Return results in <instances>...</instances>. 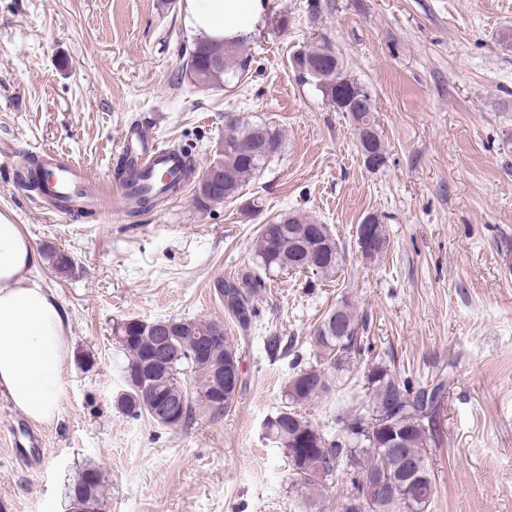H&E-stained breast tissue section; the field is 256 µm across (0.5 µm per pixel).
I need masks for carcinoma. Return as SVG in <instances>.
Instances as JSON below:
<instances>
[{"mask_svg":"<svg viewBox=\"0 0 512 512\" xmlns=\"http://www.w3.org/2000/svg\"><path fill=\"white\" fill-rule=\"evenodd\" d=\"M331 46L327 39L296 50L301 59L297 73L313 79L327 101L352 98L360 107L356 120L375 121L371 92L347 76L340 53L331 50ZM253 64L254 59L241 41L229 44L200 39L190 50L185 75L205 87L222 88L227 76L240 84L251 79ZM283 145V134L277 126L254 123L245 116L229 118L214 161L224 168V182L216 188L198 181L193 195L195 206L205 210L234 199L256 172L281 154ZM181 156L182 176L163 188L167 196L182 190L195 171L194 156L186 149ZM385 162V145L379 139L374 154L363 158V163L367 169L377 170ZM160 202L158 196L138 193L131 197V212L150 210ZM255 256L265 272H302L318 281L336 274L343 262L329 226L297 211L262 226ZM217 286L229 319L242 330L250 329L257 317L254 300L266 288L264 278L247 270L236 281L221 280ZM162 323L170 326L165 342L168 361L173 363L170 379L143 377V365L158 345L157 321L127 318L112 327L113 338L126 357L119 411L130 417L147 415L154 419V407L162 402L184 425L193 415L194 404H207L211 394L219 396L220 405L210 410L221 413L228 409L243 384L238 347L224 332L211 340L210 352L201 356L197 347L204 342L203 328L214 329V322L164 318ZM367 330V319L359 315L354 304L346 297L337 299L336 305L314 326L308 340L314 361L300 360L295 365L284 388L285 403L268 422L269 435L288 460L301 457L292 476L309 507H314L321 489L334 482L347 486L351 496L374 501L378 491L372 476L379 474L387 480L392 474L382 471L387 442L378 432L369 431L367 422L373 413L395 419L403 433L401 447L406 449L408 463L413 466V470L395 480L412 484L413 490L409 497L388 496L379 512H430L437 492L430 458L447 382L441 380L430 387L415 385L398 377L382 361L368 362L372 343ZM357 359L363 360L364 366L361 385L352 392L355 403L336 407V430L315 425L307 417V408L334 394L329 374L336 373V382H341L349 377L347 367ZM185 369L194 374L190 389L179 378ZM102 488L101 474L87 469L72 486L69 499L82 498L92 512H97Z\"/></svg>","mask_w":512,"mask_h":512,"instance_id":"cac0c4a2","label":"carcinoma"}]
</instances>
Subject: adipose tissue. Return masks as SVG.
<instances>
[{
    "label": "adipose tissue",
    "mask_w": 512,
    "mask_h": 512,
    "mask_svg": "<svg viewBox=\"0 0 512 512\" xmlns=\"http://www.w3.org/2000/svg\"><path fill=\"white\" fill-rule=\"evenodd\" d=\"M268 0H185L182 21L198 37L252 35ZM37 252L20 225L0 216V392L36 423L60 414L68 357L66 321L50 292L31 278Z\"/></svg>",
    "instance_id": "1"
}]
</instances>
